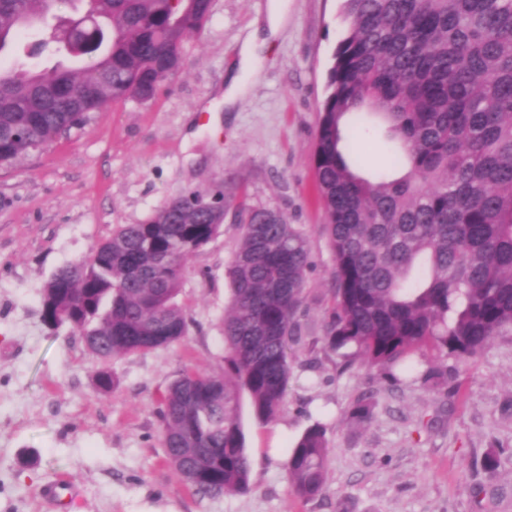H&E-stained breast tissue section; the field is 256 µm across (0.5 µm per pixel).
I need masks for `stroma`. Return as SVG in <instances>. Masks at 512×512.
<instances>
[{
  "instance_id": "35a3bbf8",
  "label": "stroma",
  "mask_w": 512,
  "mask_h": 512,
  "mask_svg": "<svg viewBox=\"0 0 512 512\" xmlns=\"http://www.w3.org/2000/svg\"><path fill=\"white\" fill-rule=\"evenodd\" d=\"M342 0H212L184 42L181 68L153 98L110 103L44 147L0 165V512H512V330L472 358H448L447 392L427 389L426 361L397 382L362 358L303 346L292 355L287 402L269 424L249 399L241 421L251 462L244 494L202 496L165 459L159 399L186 370H224L228 266L240 234L233 214L186 263L178 297L186 338L99 362L81 336L43 322L42 287L121 224L148 220L181 189L235 177L252 206L282 214L306 238L312 266L299 311L308 335L329 319L335 261L312 151L327 71L350 25ZM286 23L246 69L240 48L270 16ZM246 95L221 112L228 75ZM358 171L398 176V144L360 115ZM363 422L350 417L359 400ZM326 431L321 497L290 489L284 452L314 425ZM497 452L494 470L481 460ZM66 478L77 495L57 508L42 488Z\"/></svg>"
}]
</instances>
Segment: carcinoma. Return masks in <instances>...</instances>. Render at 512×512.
Segmentation results:
<instances>
[{
    "label": "carcinoma",
    "instance_id": "carcinoma-1",
    "mask_svg": "<svg viewBox=\"0 0 512 512\" xmlns=\"http://www.w3.org/2000/svg\"><path fill=\"white\" fill-rule=\"evenodd\" d=\"M80 2L92 27L62 35L59 4ZM350 27L333 54L313 163L334 253V307L324 350H349L387 370L415 357H474L512 328V0H342ZM210 18V0H0V59L24 35L56 57L44 69L0 66V165L52 141L111 102L149 99L159 75L181 66L183 44ZM358 113L377 115L401 143L399 177L358 173ZM241 216L228 271L224 373L184 372L162 397L166 461L201 494H242L251 463L242 394L265 422L288 396L290 351L306 342L297 314L311 266L303 234L279 213L220 183ZM185 188L142 224L57 269L42 287V316L78 332L103 368L165 348L188 332L177 301L185 263L223 228L225 214ZM286 279L288 287L279 288ZM424 384L448 385V365ZM325 430L306 429L288 451L293 494L325 487Z\"/></svg>",
    "mask_w": 512,
    "mask_h": 512
}]
</instances>
